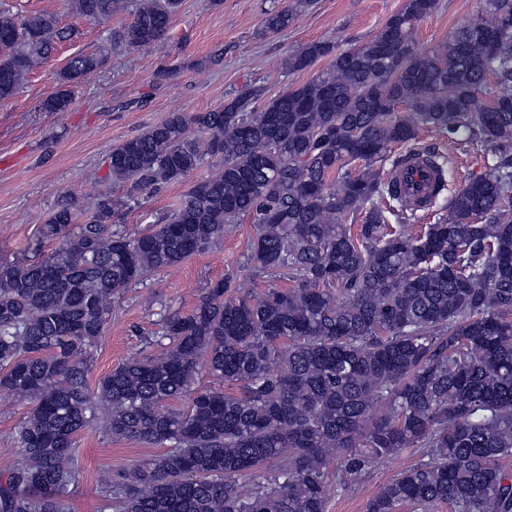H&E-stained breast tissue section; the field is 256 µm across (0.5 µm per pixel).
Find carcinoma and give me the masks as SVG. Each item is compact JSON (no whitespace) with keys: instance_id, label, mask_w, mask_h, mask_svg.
<instances>
[{"instance_id":"cac0c4a2","label":"carcinoma","mask_w":512,"mask_h":512,"mask_svg":"<svg viewBox=\"0 0 512 512\" xmlns=\"http://www.w3.org/2000/svg\"><path fill=\"white\" fill-rule=\"evenodd\" d=\"M182 2L65 0L93 23L129 12L119 39L132 51L159 41ZM311 4L283 0L263 32L288 30ZM438 6L403 0L355 47L293 51L292 73L329 64L260 110L253 91L170 113L109 153L127 196L89 211L62 196L41 230L50 251L0 263V388L29 405L0 512H70L77 439L93 428L163 449L100 476V512H327L367 466L408 449L419 461L367 512H512V0H481L422 53L416 26ZM72 35L53 13H1L0 103ZM108 58L105 46L71 56L41 109L65 111ZM462 131L492 150L490 170L449 196L441 180L434 223H409L408 206V223H388L385 204L401 202L392 146L429 132L452 144ZM210 164L218 171L160 223L116 227L135 193ZM244 217L251 267L288 286L254 299L216 281L191 312L161 314L142 352L90 388L121 291ZM202 370L238 392L195 385Z\"/></svg>"}]
</instances>
